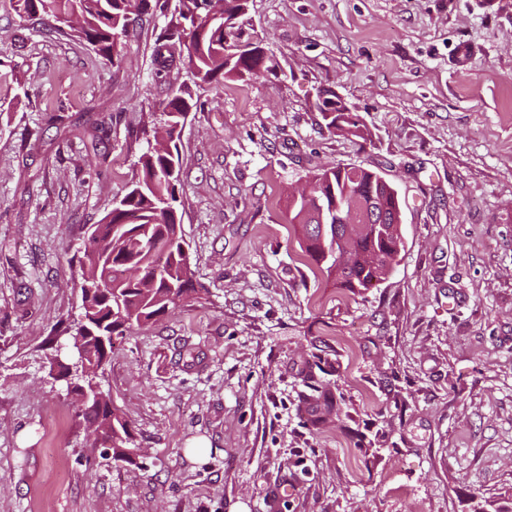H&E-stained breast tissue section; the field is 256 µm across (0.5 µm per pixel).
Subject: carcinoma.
I'll use <instances>...</instances> for the list:
<instances>
[{
  "label": "carcinoma",
  "instance_id": "carcinoma-1",
  "mask_svg": "<svg viewBox=\"0 0 512 512\" xmlns=\"http://www.w3.org/2000/svg\"><path fill=\"white\" fill-rule=\"evenodd\" d=\"M130 0H15L19 15H45L72 28L105 59L120 63L118 46L131 35ZM170 16L154 43L156 74L177 60L187 80L172 92L153 132L176 144L180 124L201 95L224 83L246 85L278 68L249 18V0H138V13ZM314 107L325 127L364 142L368 129L338 96L316 93ZM308 197L288 200V224L297 243L324 279L352 294L381 281L403 248L397 190L363 167L332 165L313 173ZM179 155L147 146L135 162L133 179L104 221L92 227L91 244L79 258L82 318L69 326L78 354L62 376L72 391L89 392L83 409L97 426L115 461L135 463L131 425L101 391L97 373L112 362L117 345L137 326L165 317L177 302L197 292L179 212ZM386 215L381 224L370 220ZM339 414L324 392L315 422Z\"/></svg>",
  "mask_w": 512,
  "mask_h": 512
}]
</instances>
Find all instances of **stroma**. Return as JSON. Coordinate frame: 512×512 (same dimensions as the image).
<instances>
[{
  "label": "stroma",
  "instance_id": "stroma-1",
  "mask_svg": "<svg viewBox=\"0 0 512 512\" xmlns=\"http://www.w3.org/2000/svg\"><path fill=\"white\" fill-rule=\"evenodd\" d=\"M250 17L277 71L225 81L178 144L199 294L100 379L128 464L48 371L73 359L72 258L173 91L153 61L166 20L143 16L115 66L0 0V512H512V0H251ZM320 89L371 144L325 128ZM334 164L403 204L404 247L358 295L312 273L286 215ZM325 391L341 421L317 427Z\"/></svg>",
  "mask_w": 512,
  "mask_h": 512
}]
</instances>
